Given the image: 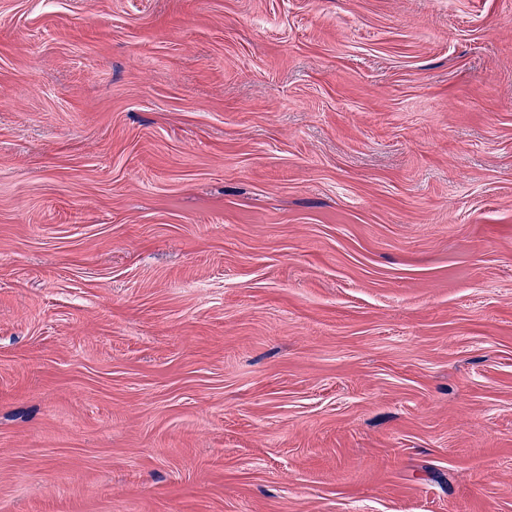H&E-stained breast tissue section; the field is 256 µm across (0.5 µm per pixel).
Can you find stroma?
Masks as SVG:
<instances>
[{"mask_svg":"<svg viewBox=\"0 0 512 512\" xmlns=\"http://www.w3.org/2000/svg\"><path fill=\"white\" fill-rule=\"evenodd\" d=\"M0 512H512V0H0Z\"/></svg>","mask_w":512,"mask_h":512,"instance_id":"stroma-1","label":"stroma"}]
</instances>
